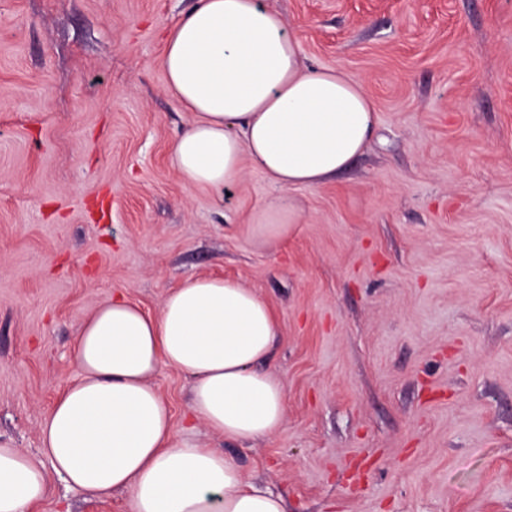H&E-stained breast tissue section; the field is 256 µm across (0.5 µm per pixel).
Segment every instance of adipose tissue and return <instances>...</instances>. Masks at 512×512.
I'll return each mask as SVG.
<instances>
[{
  "label": "adipose tissue",
  "instance_id": "ef3b65f1",
  "mask_svg": "<svg viewBox=\"0 0 512 512\" xmlns=\"http://www.w3.org/2000/svg\"><path fill=\"white\" fill-rule=\"evenodd\" d=\"M161 65L190 112L169 163L192 188L223 194L252 168L276 185L248 232L277 248L303 217L298 190L336 178L369 146L378 122L362 82L313 68L282 16L261 0H196L168 32ZM281 334L271 306L221 277L188 278L158 316L116 299L80 321L79 377L42 428V455L0 447V512H29L54 478L89 496L129 495L133 512H287L224 452L176 433L153 379L179 370L194 416L248 443L282 426L283 381L265 362Z\"/></svg>",
  "mask_w": 512,
  "mask_h": 512
}]
</instances>
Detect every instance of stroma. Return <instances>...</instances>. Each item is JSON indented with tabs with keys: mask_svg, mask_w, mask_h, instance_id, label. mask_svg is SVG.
<instances>
[{
	"mask_svg": "<svg viewBox=\"0 0 512 512\" xmlns=\"http://www.w3.org/2000/svg\"><path fill=\"white\" fill-rule=\"evenodd\" d=\"M261 2L379 115L273 252L247 231L276 192L262 174L220 197L168 163L190 115L160 61L195 0H0V446L39 455L95 307L121 294L155 315L217 276L278 313L285 421L225 441L166 369L176 431L287 512H512V0ZM30 512L132 504L57 479Z\"/></svg>",
	"mask_w": 512,
	"mask_h": 512,
	"instance_id": "35a3bbf8",
	"label": "stroma"
}]
</instances>
